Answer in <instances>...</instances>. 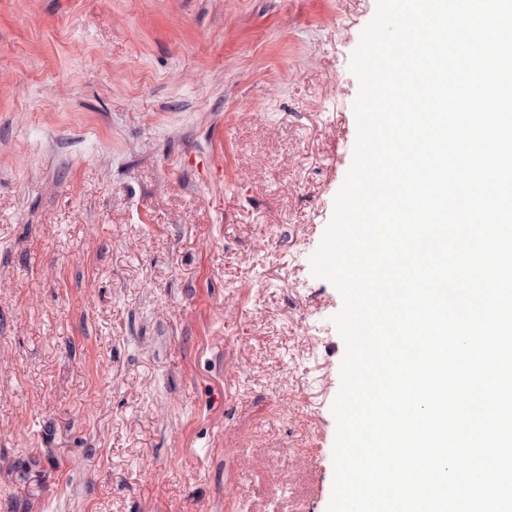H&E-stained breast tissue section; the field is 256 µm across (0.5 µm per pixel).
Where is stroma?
Masks as SVG:
<instances>
[{
  "mask_svg": "<svg viewBox=\"0 0 512 512\" xmlns=\"http://www.w3.org/2000/svg\"><path fill=\"white\" fill-rule=\"evenodd\" d=\"M376 5L0 0V512H327Z\"/></svg>",
  "mask_w": 512,
  "mask_h": 512,
  "instance_id": "obj_1",
  "label": "stroma"
}]
</instances>
